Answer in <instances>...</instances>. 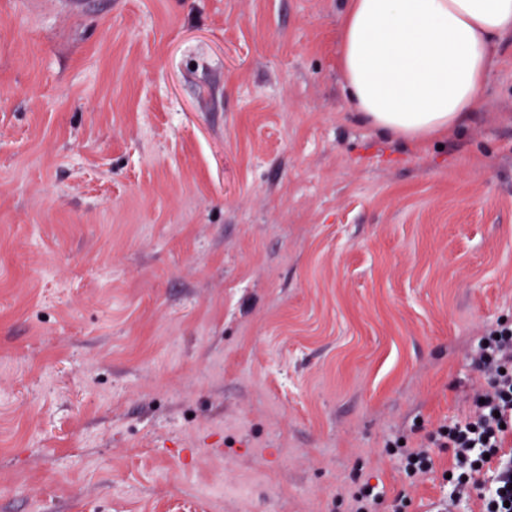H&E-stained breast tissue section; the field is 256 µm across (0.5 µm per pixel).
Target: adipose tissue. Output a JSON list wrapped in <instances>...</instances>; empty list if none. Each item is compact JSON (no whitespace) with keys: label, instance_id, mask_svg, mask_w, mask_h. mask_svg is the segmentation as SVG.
<instances>
[{"label":"adipose tissue","instance_id":"adipose-tissue-1","mask_svg":"<svg viewBox=\"0 0 512 512\" xmlns=\"http://www.w3.org/2000/svg\"><path fill=\"white\" fill-rule=\"evenodd\" d=\"M512 0H347L336 23L349 104L372 127L420 146L476 107Z\"/></svg>","mask_w":512,"mask_h":512}]
</instances>
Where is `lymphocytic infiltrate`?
Here are the masks:
<instances>
[{
  "label": "lymphocytic infiltrate",
  "instance_id": "1",
  "mask_svg": "<svg viewBox=\"0 0 512 512\" xmlns=\"http://www.w3.org/2000/svg\"><path fill=\"white\" fill-rule=\"evenodd\" d=\"M473 362L489 386L476 392L466 420L438 426L412 445L392 439L388 448L412 483L433 470L436 449H451L454 463L448 484L453 502L467 496L483 469L496 462L497 475L483 497V512H512V457L500 454L506 437L512 435V326L483 336Z\"/></svg>",
  "mask_w": 512,
  "mask_h": 512
}]
</instances>
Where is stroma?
I'll return each mask as SVG.
<instances>
[{
  "label": "stroma",
  "instance_id": "obj_1",
  "mask_svg": "<svg viewBox=\"0 0 512 512\" xmlns=\"http://www.w3.org/2000/svg\"><path fill=\"white\" fill-rule=\"evenodd\" d=\"M343 0H0V512H433L385 442L512 322V35L442 143L350 112ZM375 487L369 482L357 485L348 497L349 512H375L374 508L380 499L378 493L374 492Z\"/></svg>",
  "mask_w": 512,
  "mask_h": 512
}]
</instances>
